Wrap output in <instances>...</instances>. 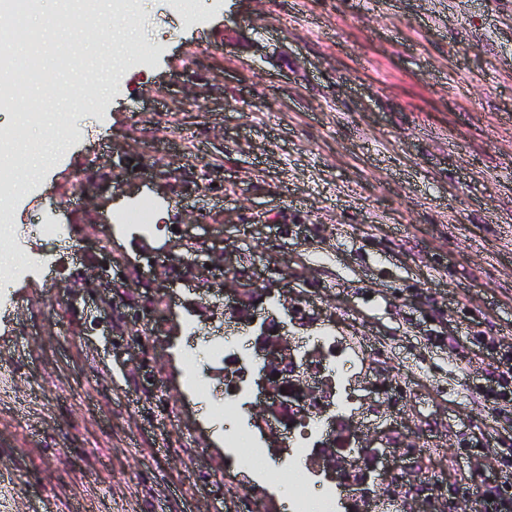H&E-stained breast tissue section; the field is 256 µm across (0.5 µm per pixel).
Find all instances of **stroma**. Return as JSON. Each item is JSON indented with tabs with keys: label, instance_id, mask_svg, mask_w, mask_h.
<instances>
[{
	"label": "stroma",
	"instance_id": "35a3bbf8",
	"mask_svg": "<svg viewBox=\"0 0 512 512\" xmlns=\"http://www.w3.org/2000/svg\"><path fill=\"white\" fill-rule=\"evenodd\" d=\"M94 29L66 62L56 42L84 29L43 38L40 122L0 109L18 160L0 167V271L45 260L0 296V465L16 475L0 512H255L229 478L253 475L238 450L260 434L216 413L224 372L188 364L184 325L246 337L206 272L177 279L190 247L313 312L293 339L328 330L362 352L356 398L376 408L353 428L392 440L437 507L512 474V401L489 393L512 358V0H200L192 22L177 0H100ZM115 51L140 68L111 78ZM146 200L168 212L151 234L118 223ZM103 263L132 302L102 293ZM165 281L170 307L149 311ZM53 284L73 286L70 305ZM293 456L271 447L266 512L295 491Z\"/></svg>",
	"mask_w": 512,
	"mask_h": 512
}]
</instances>
